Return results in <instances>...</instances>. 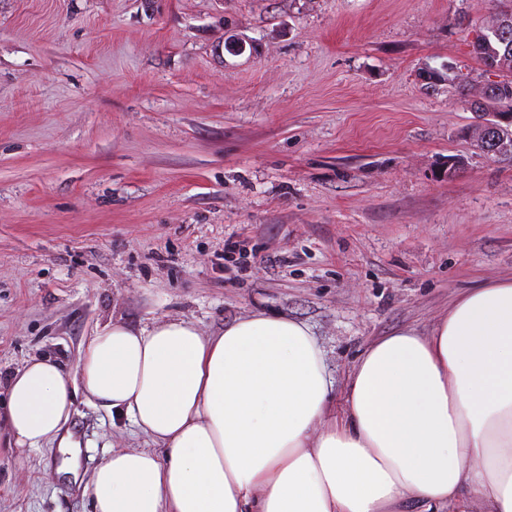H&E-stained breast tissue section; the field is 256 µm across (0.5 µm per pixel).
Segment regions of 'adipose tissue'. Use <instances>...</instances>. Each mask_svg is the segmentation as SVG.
<instances>
[{"mask_svg": "<svg viewBox=\"0 0 512 512\" xmlns=\"http://www.w3.org/2000/svg\"><path fill=\"white\" fill-rule=\"evenodd\" d=\"M80 396L151 442L93 468L94 512H397L407 496L512 512V280L462 294L427 334L369 344L340 415L304 322L253 313L206 335L112 320L74 372L34 358L11 375V447L78 452L63 428Z\"/></svg>", "mask_w": 512, "mask_h": 512, "instance_id": "obj_1", "label": "adipose tissue"}]
</instances>
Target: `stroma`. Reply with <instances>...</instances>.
Returning a JSON list of instances; mask_svg holds the SVG:
<instances>
[{
  "mask_svg": "<svg viewBox=\"0 0 512 512\" xmlns=\"http://www.w3.org/2000/svg\"><path fill=\"white\" fill-rule=\"evenodd\" d=\"M490 0H0V512H93L105 452L145 448L77 398L18 454L9 376L74 370L96 326L265 310L306 322L337 393L380 337L512 279V167L466 137ZM246 43L229 50L230 40ZM453 63L467 95L421 81ZM467 166L449 175L448 159ZM248 260H224L226 241Z\"/></svg>",
  "mask_w": 512,
  "mask_h": 512,
  "instance_id": "obj_1",
  "label": "stroma"
}]
</instances>
